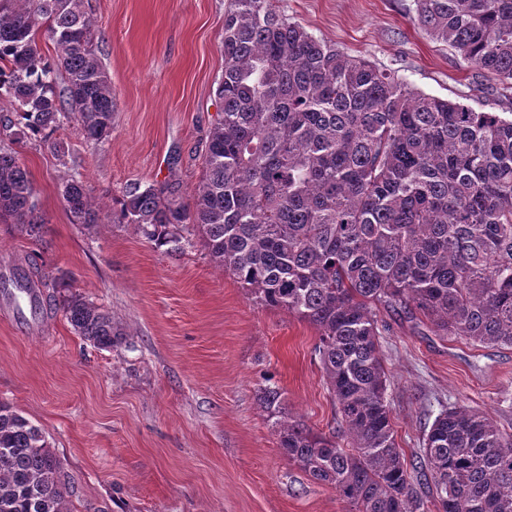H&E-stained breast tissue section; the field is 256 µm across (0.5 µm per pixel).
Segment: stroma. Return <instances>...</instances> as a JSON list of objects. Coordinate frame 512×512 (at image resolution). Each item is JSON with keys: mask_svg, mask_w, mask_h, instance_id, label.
Segmentation results:
<instances>
[{"mask_svg": "<svg viewBox=\"0 0 512 512\" xmlns=\"http://www.w3.org/2000/svg\"><path fill=\"white\" fill-rule=\"evenodd\" d=\"M290 21L339 50L397 70L414 88L479 111L511 112L497 77L433 40L414 0H276ZM229 0H85L117 107L112 135L86 142L76 124L18 145L46 220L42 241L0 224V275L38 257L103 307L121 335L109 349L78 336L61 311L33 315L0 293V402L38 426L74 477L73 512H349L335 489L283 455L261 387L281 414L336 433L337 410L313 354L316 330L256 302L192 232L170 255L114 220L123 189L179 180L192 200L222 103ZM78 174L100 207L73 223L59 194ZM387 400L406 454L428 423L464 405L512 433V347L436 335L428 322L380 312Z\"/></svg>", "mask_w": 512, "mask_h": 512, "instance_id": "stroma-1", "label": "stroma"}]
</instances>
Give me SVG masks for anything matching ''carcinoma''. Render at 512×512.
Wrapping results in <instances>:
<instances>
[{"label": "carcinoma", "mask_w": 512, "mask_h": 512, "mask_svg": "<svg viewBox=\"0 0 512 512\" xmlns=\"http://www.w3.org/2000/svg\"><path fill=\"white\" fill-rule=\"evenodd\" d=\"M414 21L512 90V0H416ZM94 39L85 0H0V92L17 104L0 129L13 143H47L65 120L88 142L109 140L116 103ZM223 52L222 112L193 201L175 179L135 184L119 222L168 253L191 245L196 226L259 304L316 329L346 444L278 420L279 448L351 512H512V433L482 413L445 409L422 453L399 448L378 328L382 309L420 314L440 336L512 347V113L413 90L289 21L274 0H230ZM60 194L74 223H97L80 179ZM0 224L34 239L45 224L12 148H0ZM10 285L52 289L97 348L120 335L34 257L0 283ZM259 399L280 413L279 389ZM78 493L41 430L0 402V512H71Z\"/></svg>", "instance_id": "cac0c4a2"}]
</instances>
